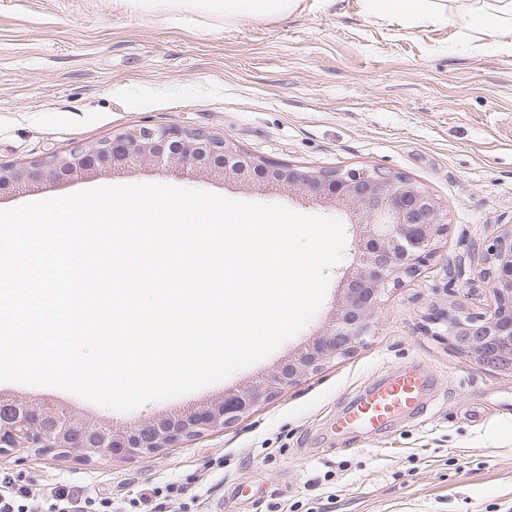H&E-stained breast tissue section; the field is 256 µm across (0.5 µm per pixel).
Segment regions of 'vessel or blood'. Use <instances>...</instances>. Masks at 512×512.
I'll return each mask as SVG.
<instances>
[{
  "label": "vessel or blood",
  "mask_w": 512,
  "mask_h": 512,
  "mask_svg": "<svg viewBox=\"0 0 512 512\" xmlns=\"http://www.w3.org/2000/svg\"><path fill=\"white\" fill-rule=\"evenodd\" d=\"M426 387L425 376L409 367L370 384L337 417V434H347L357 427L381 429L404 413L422 412L427 403Z\"/></svg>",
  "instance_id": "obj_1"
}]
</instances>
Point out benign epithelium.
Returning a JSON list of instances; mask_svg holds the SVG:
<instances>
[{
    "mask_svg": "<svg viewBox=\"0 0 512 512\" xmlns=\"http://www.w3.org/2000/svg\"><path fill=\"white\" fill-rule=\"evenodd\" d=\"M151 165L195 178L206 175L243 185L258 181L345 206L359 216L355 266L343 280L330 325L313 341L251 384L130 429L83 419L53 405L0 394V455L41 448L58 456L93 462L110 456L132 459L187 438L228 427L275 399L283 390L316 375L362 346L381 298L419 274L445 231L434 197L412 179L379 168L313 169L267 163L228 137L207 130L120 131L92 147L76 146L35 162L36 170L0 163V195L16 192L36 177H91L99 169ZM495 304L486 313L454 310L439 317L448 345L474 364L512 375V225L486 250Z\"/></svg>",
    "mask_w": 512,
    "mask_h": 512,
    "instance_id": "1",
    "label": "benign epithelium"
}]
</instances>
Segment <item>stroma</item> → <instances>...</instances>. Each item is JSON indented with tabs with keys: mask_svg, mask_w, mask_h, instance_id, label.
<instances>
[{
	"mask_svg": "<svg viewBox=\"0 0 512 512\" xmlns=\"http://www.w3.org/2000/svg\"><path fill=\"white\" fill-rule=\"evenodd\" d=\"M512 33L368 17L362 0H302L265 21L135 0H0V161L27 163L140 127L202 128L296 168L377 167L438 202L447 231L420 273L386 293L352 356L226 428L129 461L83 463L34 448L0 457V494L25 485L37 512L61 487L127 500L176 481L190 512H512V376L451 348L436 318L494 303L487 246L512 224ZM167 183L335 216L285 192L138 166L38 181L0 210L103 185ZM321 309L296 337L228 379L119 413L55 387L0 382L125 427L243 387L325 325L353 260L347 234ZM419 366L426 413L339 437L337 414L373 380Z\"/></svg>",
	"mask_w": 512,
	"mask_h": 512,
	"instance_id": "35a3bbf8",
	"label": "stroma"
}]
</instances>
